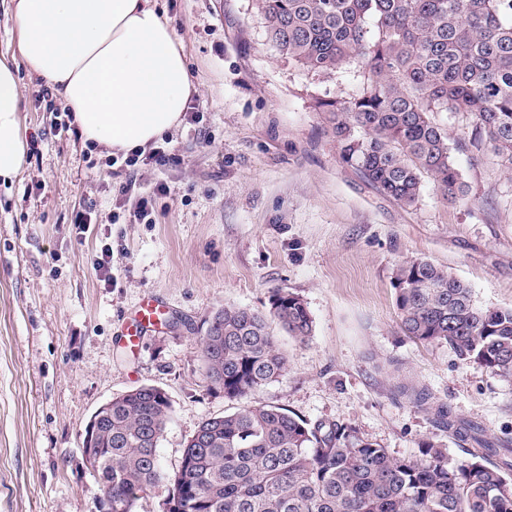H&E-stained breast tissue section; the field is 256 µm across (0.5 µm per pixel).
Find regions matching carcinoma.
Returning a JSON list of instances; mask_svg holds the SVG:
<instances>
[{
  "label": "carcinoma",
  "mask_w": 512,
  "mask_h": 512,
  "mask_svg": "<svg viewBox=\"0 0 512 512\" xmlns=\"http://www.w3.org/2000/svg\"><path fill=\"white\" fill-rule=\"evenodd\" d=\"M277 50L329 75L356 62L363 86L349 100L318 102L344 160L375 187L414 204L427 175L448 202L465 184L445 128L433 112L472 118L458 148L489 147L512 170V0H255ZM395 304L406 335L445 343L459 360L512 379V308L475 303L471 289L424 259L397 270ZM301 343L314 321L297 294L276 289L268 307L226 306L200 337L210 384L236 400L282 376L288 360L269 322ZM411 403L431 404L426 388L401 385ZM438 424L472 446L465 459L424 442L398 458L345 423H315L276 405L243 406L204 420L167 474L159 443L172 417L166 393L143 385L112 401L92 439L98 476L112 505L135 512L141 495L164 485V512H512V459L487 453L479 426L437 406Z\"/></svg>",
  "instance_id": "obj_1"
}]
</instances>
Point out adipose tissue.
<instances>
[{"mask_svg":"<svg viewBox=\"0 0 512 512\" xmlns=\"http://www.w3.org/2000/svg\"><path fill=\"white\" fill-rule=\"evenodd\" d=\"M16 52L0 55V181L26 163L19 66L47 80L85 141L146 149L182 122L195 91L182 42L154 0H11Z\"/></svg>","mask_w":512,"mask_h":512,"instance_id":"adipose-tissue-1","label":"adipose tissue"}]
</instances>
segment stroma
<instances>
[{
    "mask_svg": "<svg viewBox=\"0 0 512 512\" xmlns=\"http://www.w3.org/2000/svg\"><path fill=\"white\" fill-rule=\"evenodd\" d=\"M180 39L199 123L170 136L175 165H143L141 224L115 190L128 170L100 167L65 127L45 81L19 69L25 169L0 185V512H95L81 435L112 396L163 389L172 418L159 444L174 472L207 418L232 411L201 360L204 322L227 305L260 309L273 289L299 294L312 338L278 341L288 369L242 397L312 422H346L396 457L423 442L466 457L399 384L512 439V382L461 362L447 344L406 336L393 281L423 258L467 283L476 303L512 307V170L491 149L455 155L468 196L448 203L430 178L403 205L346 163L317 100L356 95L350 63L321 75L282 56L253 0H156ZM165 194H154L156 184ZM92 223L78 234L77 215ZM111 247L107 270L94 260ZM166 310L139 346L127 326L146 297Z\"/></svg>",
    "mask_w": 512,
    "mask_h": 512,
    "instance_id": "1",
    "label": "stroma"
}]
</instances>
